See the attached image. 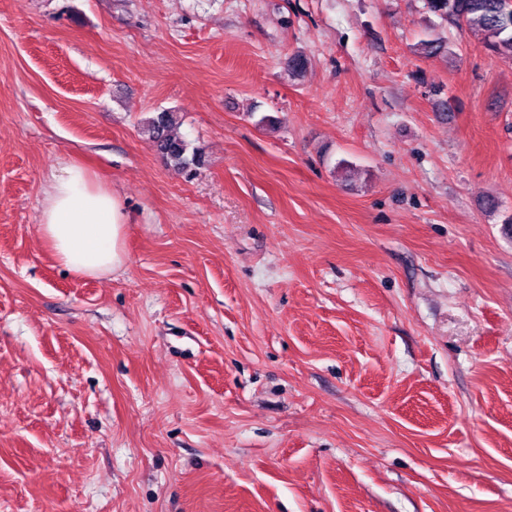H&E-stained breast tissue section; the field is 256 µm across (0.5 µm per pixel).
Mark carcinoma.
Here are the masks:
<instances>
[{"mask_svg": "<svg viewBox=\"0 0 512 512\" xmlns=\"http://www.w3.org/2000/svg\"><path fill=\"white\" fill-rule=\"evenodd\" d=\"M504 0H426L427 9L460 29L480 32L484 46L493 55L512 59V12L503 10ZM418 50L426 57L448 54V42L442 38L423 39ZM177 113L162 111L150 118L144 126L165 158L180 173L191 170L197 162V153H188L187 144L173 134Z\"/></svg>", "mask_w": 512, "mask_h": 512, "instance_id": "1", "label": "carcinoma"}]
</instances>
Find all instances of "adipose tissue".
<instances>
[{"mask_svg": "<svg viewBox=\"0 0 512 512\" xmlns=\"http://www.w3.org/2000/svg\"><path fill=\"white\" fill-rule=\"evenodd\" d=\"M39 231L57 262L89 278L121 267L126 224L118 199L78 163L53 174L39 213Z\"/></svg>", "mask_w": 512, "mask_h": 512, "instance_id": "obj_1", "label": "adipose tissue"}]
</instances>
